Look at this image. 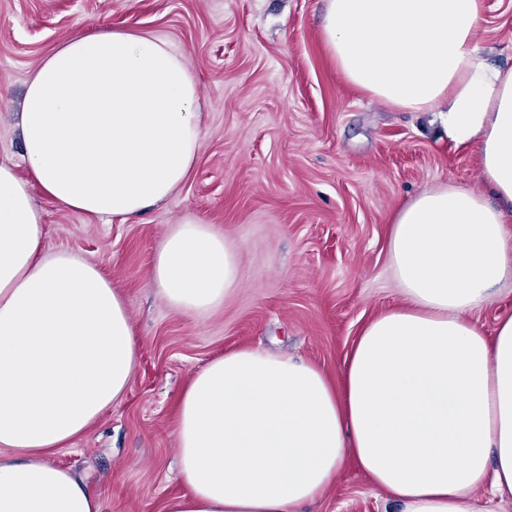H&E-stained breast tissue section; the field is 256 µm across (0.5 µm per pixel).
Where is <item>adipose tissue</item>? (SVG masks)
<instances>
[{
	"mask_svg": "<svg viewBox=\"0 0 512 512\" xmlns=\"http://www.w3.org/2000/svg\"><path fill=\"white\" fill-rule=\"evenodd\" d=\"M483 20V0H326L321 40L344 78L437 113L449 141L477 146L486 189L440 184L394 214L404 300L362 329L338 381L253 348L193 374L174 427L185 491L167 512H298L348 460L400 512H482L488 485L512 498V317L490 336L469 318L512 280V69L484 58ZM20 132L27 177L0 162V512H100L47 454L124 395L138 345L95 265L44 256L33 195L125 223L169 199L201 147L198 85L152 34L76 37L29 79ZM152 280L203 315L234 287L236 254L186 218Z\"/></svg>",
	"mask_w": 512,
	"mask_h": 512,
	"instance_id": "obj_1",
	"label": "adipose tissue"
}]
</instances>
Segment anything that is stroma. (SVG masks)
<instances>
[{
	"instance_id": "stroma-1",
	"label": "stroma",
	"mask_w": 512,
	"mask_h": 512,
	"mask_svg": "<svg viewBox=\"0 0 512 512\" xmlns=\"http://www.w3.org/2000/svg\"><path fill=\"white\" fill-rule=\"evenodd\" d=\"M477 39L512 67V0H485ZM325 0H0V160L20 161L19 112L52 50L99 28L151 33L200 88L202 146L191 176L138 221L106 222L42 195L44 252L96 265L124 298L139 362L123 397L49 457L86 482L101 512H165L184 491L174 436L179 396L210 359L238 348L285 354L337 376L362 325L402 302L389 259L392 214L438 184L481 189L476 146L448 141L432 113L406 112L346 82L320 40ZM193 218L223 235L234 289L203 316L152 284L166 231ZM512 316V282L471 321ZM345 463L301 512H394Z\"/></svg>"
}]
</instances>
